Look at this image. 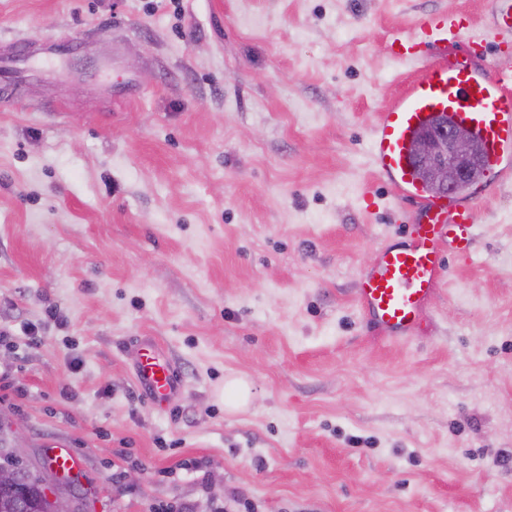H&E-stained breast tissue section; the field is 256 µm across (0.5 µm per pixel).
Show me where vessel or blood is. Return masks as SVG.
Segmentation results:
<instances>
[{
  "label": "vessel or blood",
  "instance_id": "1",
  "mask_svg": "<svg viewBox=\"0 0 512 512\" xmlns=\"http://www.w3.org/2000/svg\"><path fill=\"white\" fill-rule=\"evenodd\" d=\"M492 10L491 29H473L466 16L441 12L390 44L392 55L412 63L414 70L403 93L371 125L369 157L375 172L394 183L400 198L416 204L417 210L403 216L402 242L382 247L365 270L356 301L366 322L394 341L412 338L445 277L446 254L467 253L475 230L471 206L456 195L432 193L425 185L410 156L415 136L447 120L479 143L492 184L512 179V71L498 68L487 52L490 32H512V0H492ZM451 44L467 49L471 65L434 60L435 50ZM79 52L77 44L49 42L33 54L22 49L4 54L0 78L32 76L50 60L63 73ZM133 375L141 395L158 407L167 406L182 390L174 359L149 337L138 344Z\"/></svg>",
  "mask_w": 512,
  "mask_h": 512
}]
</instances>
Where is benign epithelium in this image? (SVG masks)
I'll return each instance as SVG.
<instances>
[{
	"mask_svg": "<svg viewBox=\"0 0 512 512\" xmlns=\"http://www.w3.org/2000/svg\"><path fill=\"white\" fill-rule=\"evenodd\" d=\"M417 161L443 194L459 190L471 179V169L481 164L476 141L456 128L428 130L412 145ZM33 468L14 454L11 448L0 452V486L20 488L19 476ZM78 478L55 469L40 475L39 486L46 512H75L74 502L67 494L68 485Z\"/></svg>",
	"mask_w": 512,
	"mask_h": 512,
	"instance_id": "obj_1",
	"label": "benign epithelium"
}]
</instances>
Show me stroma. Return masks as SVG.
Here are the masks:
<instances>
[{"mask_svg":"<svg viewBox=\"0 0 512 512\" xmlns=\"http://www.w3.org/2000/svg\"><path fill=\"white\" fill-rule=\"evenodd\" d=\"M491 0H0V47L88 77L0 100V417L82 463L87 512H512V184L412 339L356 304L400 240L367 154L388 45ZM136 92L111 99L109 85ZM371 195L376 205L367 207ZM156 337L183 389L137 392ZM251 387L233 410L225 384ZM80 53V47L74 43L49 42L38 45V57L24 49L13 54L0 56V75L3 81L20 79L40 73L44 62L54 60L59 63L55 74H62L72 68V60Z\"/></svg>","mask_w":512,"mask_h":512,"instance_id":"35a3bbf8","label":"stroma"}]
</instances>
